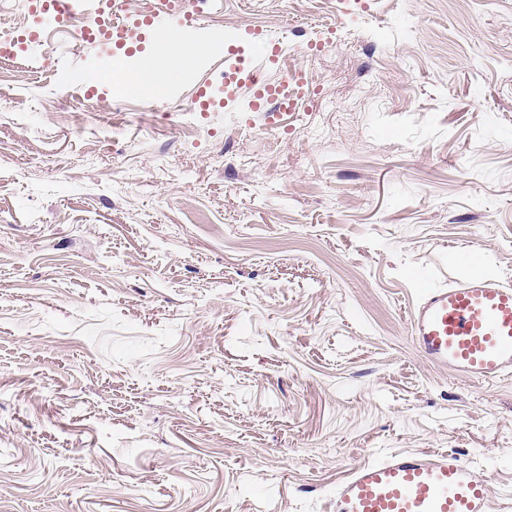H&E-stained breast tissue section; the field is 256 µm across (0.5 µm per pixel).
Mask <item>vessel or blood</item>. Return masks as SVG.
<instances>
[{
	"mask_svg": "<svg viewBox=\"0 0 512 512\" xmlns=\"http://www.w3.org/2000/svg\"><path fill=\"white\" fill-rule=\"evenodd\" d=\"M78 0H44L43 22L69 17ZM97 10L120 11L109 32L113 41L129 40L139 23L122 13V0H93ZM161 50L178 39L197 42L204 20L181 0H157L146 19ZM229 42L258 41L249 57H226L230 71L246 68L254 111L268 125L281 124L304 96L301 71L280 82L264 79L267 55L275 40L246 29ZM408 332L429 363L485 385L512 376V284L485 274L443 287L419 284L408 318ZM329 512H502L489 492V476L461 461L452 451L394 452L376 462L353 467L327 499Z\"/></svg>",
	"mask_w": 512,
	"mask_h": 512,
	"instance_id": "obj_1",
	"label": "vessel or blood"
}]
</instances>
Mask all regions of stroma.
I'll return each mask as SVG.
<instances>
[{"label":"stroma","mask_w":512,"mask_h":512,"mask_svg":"<svg viewBox=\"0 0 512 512\" xmlns=\"http://www.w3.org/2000/svg\"><path fill=\"white\" fill-rule=\"evenodd\" d=\"M306 75L276 129L224 53L47 29L0 57V512H325L453 451L512 501V377L425 362L415 281H512V0H211ZM144 56L173 95L90 60ZM210 83L205 111L193 95Z\"/></svg>","instance_id":"1"}]
</instances>
